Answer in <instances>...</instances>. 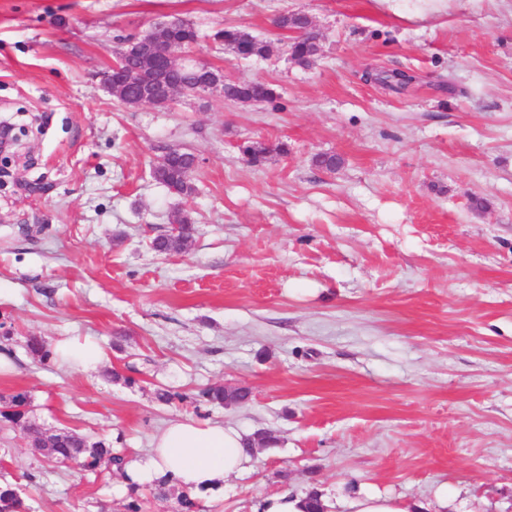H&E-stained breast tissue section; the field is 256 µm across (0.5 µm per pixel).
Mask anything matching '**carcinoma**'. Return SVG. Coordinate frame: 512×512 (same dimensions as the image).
Returning <instances> with one entry per match:
<instances>
[{
    "label": "carcinoma",
    "instance_id": "carcinoma-1",
    "mask_svg": "<svg viewBox=\"0 0 512 512\" xmlns=\"http://www.w3.org/2000/svg\"><path fill=\"white\" fill-rule=\"evenodd\" d=\"M274 25L291 33L288 42L290 56L301 65L310 64L314 57V44L320 41V34L314 29L309 16L301 13H284L275 19ZM197 40L196 31L181 21L168 31L165 43L178 49L187 47ZM214 40L224 46V49L244 59L263 58L269 53L268 42L240 28L221 30L215 34ZM120 70L123 76L121 85L125 91L122 100L125 102L136 97L144 84L190 85L196 74V69L193 67L163 73L153 68H144L137 62L130 68L122 66ZM224 98L231 101L267 103L275 106L278 95L270 84L263 81L236 82L228 79L224 81ZM192 158L193 153L189 151L172 152L169 162L155 169L156 178L173 193L190 194L192 186L187 176ZM192 237V219L185 215L177 232L165 235L157 242L156 248L161 253H179L188 249ZM27 349L32 358L42 365L51 360V350L47 342L38 336L28 339ZM247 395L248 390L244 388L226 393L222 387H207L199 391L198 398L205 403L223 405L227 402L242 400ZM28 401L27 392L16 393L6 402V409L0 412V417L27 430L32 443L50 452L53 463L63 465L67 461H73L80 471L92 474L97 473L102 467L109 470L114 468L118 471L124 469L125 456L113 452L104 442L87 444L86 436L79 433H49L29 421L26 418ZM13 492L17 493V496L12 503V512H28L27 498L19 485L9 482L0 485V494ZM177 501L180 512H206V507L202 505L201 500L188 491L180 492Z\"/></svg>",
    "mask_w": 512,
    "mask_h": 512
}]
</instances>
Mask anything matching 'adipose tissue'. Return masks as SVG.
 <instances>
[{
	"mask_svg": "<svg viewBox=\"0 0 512 512\" xmlns=\"http://www.w3.org/2000/svg\"><path fill=\"white\" fill-rule=\"evenodd\" d=\"M52 353L59 365L84 372L96 371L105 360L101 343L90 336L56 339ZM244 439L236 429L191 418L169 422L153 436L149 454L126 466V479L167 478L195 491L223 488L225 479L245 470L250 461Z\"/></svg>",
	"mask_w": 512,
	"mask_h": 512,
	"instance_id": "obj_1",
	"label": "adipose tissue"
}]
</instances>
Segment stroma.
<instances>
[{"label":"stroma","instance_id":"35a3bbf8","mask_svg":"<svg viewBox=\"0 0 512 512\" xmlns=\"http://www.w3.org/2000/svg\"><path fill=\"white\" fill-rule=\"evenodd\" d=\"M0 0V119L26 125L0 177V400L29 421L145 457L168 422L271 435L210 512L317 492L325 512L379 493L434 512H512V0ZM308 14L311 65L274 19ZM182 20L192 56L262 80L278 106L221 94L129 107L103 75L118 39ZM267 40L243 60L225 27ZM400 70L403 90L366 71ZM259 140L257 164L239 152ZM285 152H278V145ZM194 153L193 191L154 177ZM328 153L342 167L315 163ZM482 207H475V200ZM190 215L183 253L153 238ZM39 336H93V373L40 365ZM117 378H109V371ZM207 386L249 401L198 406ZM171 402L157 399V390ZM36 473L31 512H175L178 488L131 489L34 453L0 421V481Z\"/></svg>","mask_w":512,"mask_h":512}]
</instances>
